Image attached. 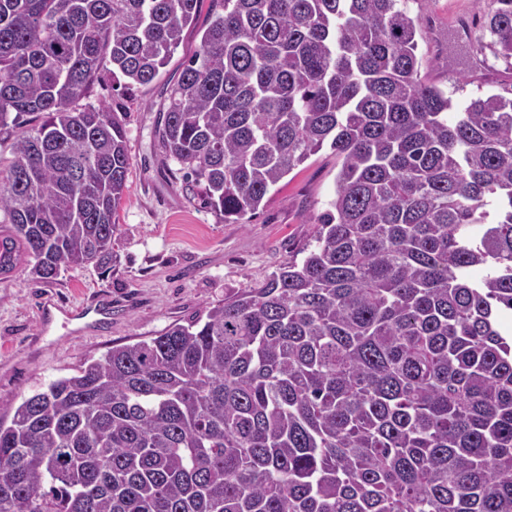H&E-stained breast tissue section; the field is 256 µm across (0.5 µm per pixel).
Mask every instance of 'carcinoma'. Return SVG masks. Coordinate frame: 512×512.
<instances>
[{
	"label": "carcinoma",
	"instance_id": "cac0c4a2",
	"mask_svg": "<svg viewBox=\"0 0 512 512\" xmlns=\"http://www.w3.org/2000/svg\"><path fill=\"white\" fill-rule=\"evenodd\" d=\"M401 2L210 0L165 154L226 222L325 147L335 197L264 281L0 420V512H512V97L448 123ZM201 3L0 0L1 275L112 261L127 132L77 102L151 84Z\"/></svg>",
	"mask_w": 512,
	"mask_h": 512
}]
</instances>
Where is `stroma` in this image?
Masks as SVG:
<instances>
[{
  "label": "stroma",
  "instance_id": "1",
  "mask_svg": "<svg viewBox=\"0 0 512 512\" xmlns=\"http://www.w3.org/2000/svg\"><path fill=\"white\" fill-rule=\"evenodd\" d=\"M405 7L419 21L423 81L459 105L488 93L492 81L512 88V60L484 47L478 23L495 9L494 0H406ZM463 22L482 64L466 80L448 67V30ZM199 43L197 29L187 28L157 81L128 92L107 74L83 98V105L115 112L127 130L130 173L114 257L109 267H71L49 283L32 280L23 263L0 275V419L11 420L25 398L112 347L157 336L202 315L225 294L262 282L313 242L316 219L335 194L338 167L330 149L294 169L245 224L225 223L204 208L163 153V105L182 61ZM98 297L109 298L111 320L81 333L58 324L43 331L45 300L71 308Z\"/></svg>",
  "mask_w": 512,
  "mask_h": 512
}]
</instances>
